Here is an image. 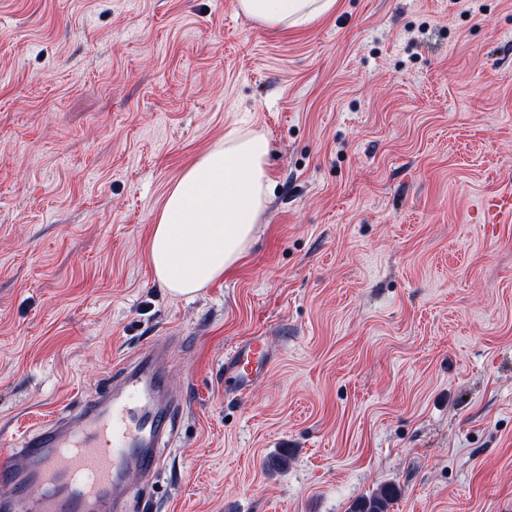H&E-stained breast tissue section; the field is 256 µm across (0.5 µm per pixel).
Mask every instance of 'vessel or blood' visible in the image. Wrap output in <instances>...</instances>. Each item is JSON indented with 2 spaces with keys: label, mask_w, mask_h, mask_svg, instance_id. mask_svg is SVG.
I'll list each match as a JSON object with an SVG mask.
<instances>
[{
  "label": "vessel or blood",
  "mask_w": 512,
  "mask_h": 512,
  "mask_svg": "<svg viewBox=\"0 0 512 512\" xmlns=\"http://www.w3.org/2000/svg\"><path fill=\"white\" fill-rule=\"evenodd\" d=\"M165 355L147 344L101 397L85 398L72 420L35 433L0 434V512H123L131 475L153 476L175 404L159 382ZM270 359L261 337L238 342L224 359L237 393L250 390Z\"/></svg>",
  "instance_id": "1"
}]
</instances>
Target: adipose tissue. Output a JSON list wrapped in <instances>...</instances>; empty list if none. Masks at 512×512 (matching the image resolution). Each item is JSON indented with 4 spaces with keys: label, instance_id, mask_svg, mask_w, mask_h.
I'll list each match as a JSON object with an SVG mask.
<instances>
[{
    "label": "adipose tissue",
    "instance_id": "adipose-tissue-1",
    "mask_svg": "<svg viewBox=\"0 0 512 512\" xmlns=\"http://www.w3.org/2000/svg\"><path fill=\"white\" fill-rule=\"evenodd\" d=\"M336 0H237L238 11L268 28L308 24ZM268 141L229 129L186 168L153 218L148 256L155 279L179 298H192L223 278L250 247L271 195Z\"/></svg>",
    "mask_w": 512,
    "mask_h": 512
}]
</instances>
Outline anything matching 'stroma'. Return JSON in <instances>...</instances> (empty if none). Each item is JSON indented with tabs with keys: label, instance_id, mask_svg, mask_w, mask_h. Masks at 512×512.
Segmentation results:
<instances>
[{
	"label": "stroma",
	"instance_id": "35a3bbf8",
	"mask_svg": "<svg viewBox=\"0 0 512 512\" xmlns=\"http://www.w3.org/2000/svg\"><path fill=\"white\" fill-rule=\"evenodd\" d=\"M269 142L249 251L192 300L147 242L183 170ZM512 0H0V428L106 391L148 342L183 401L127 512H512ZM263 337L269 370L224 386ZM288 456L286 468L271 464ZM238 11L267 28L308 24L329 13L335 0H237ZM270 359L260 336L238 342L224 358V379L233 382L239 394L250 390L253 382L269 366ZM399 495L396 485H382L374 492L358 498L351 506L350 512H388L390 505Z\"/></svg>",
	"mask_w": 512,
	"mask_h": 512
}]
</instances>
